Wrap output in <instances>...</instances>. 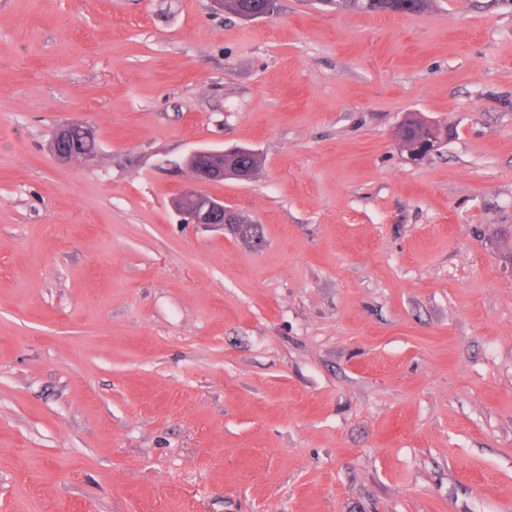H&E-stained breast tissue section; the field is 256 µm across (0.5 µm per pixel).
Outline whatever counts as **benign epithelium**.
Masks as SVG:
<instances>
[{
  "label": "benign epithelium",
  "mask_w": 512,
  "mask_h": 512,
  "mask_svg": "<svg viewBox=\"0 0 512 512\" xmlns=\"http://www.w3.org/2000/svg\"><path fill=\"white\" fill-rule=\"evenodd\" d=\"M76 129L92 131V127L78 122H63L56 127L51 140V151L56 159L63 162L75 159V154L69 150V142ZM237 151L236 147L225 150L198 148L189 153L187 159L193 161L192 184L185 187L175 201L184 223L213 226L235 223L238 212L224 205V199L202 192L199 186L224 180L227 177L224 156Z\"/></svg>",
  "instance_id": "7a95c632"
}]
</instances>
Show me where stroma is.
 <instances>
[{"mask_svg":"<svg viewBox=\"0 0 512 512\" xmlns=\"http://www.w3.org/2000/svg\"><path fill=\"white\" fill-rule=\"evenodd\" d=\"M510 232L512 0H0V512H512ZM274 0H213L214 4L224 12L245 18L259 13H267L275 9ZM270 15L269 12L267 15ZM336 8H349L362 11H398L418 12L424 9L431 0H326ZM399 148L402 153L412 156L417 154L424 141H429L433 138L442 143V139H448V128L440 123L430 124V122L422 120L413 115L409 116L399 126ZM433 144L428 145V152L425 154L416 155V157H408L411 162L423 160L432 152L437 150L438 144L432 140ZM76 129L88 131L86 134L78 131L73 134V139L78 143L79 154L91 155L84 156L83 160H89L95 155L97 142L92 127L78 122H63L56 127L51 140V151L56 159L63 162H71L75 159V154L70 152L68 145ZM238 150L239 147L225 150L198 148L191 151L187 159L193 161L190 170L193 182L176 198L175 207L186 224H227V229L235 236L245 242L254 243L261 237L260 224H251V221L236 210L224 205V199L208 195L198 189V186L228 178L224 166L234 173L246 172L254 176L260 167L258 155L253 151ZM237 216L239 224L235 221Z\"/></svg>","mask_w":512,"mask_h":512,"instance_id":"stroma-1","label":"stroma"}]
</instances>
